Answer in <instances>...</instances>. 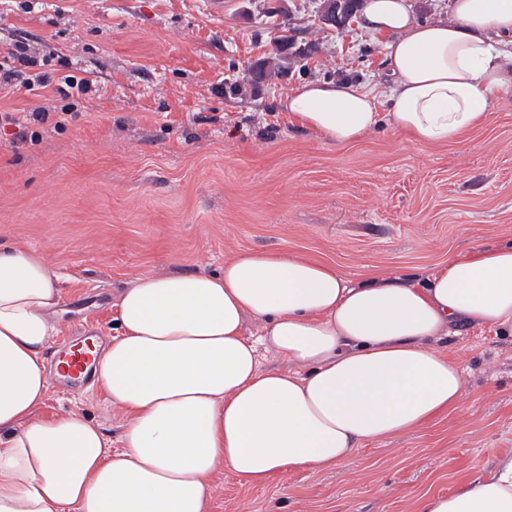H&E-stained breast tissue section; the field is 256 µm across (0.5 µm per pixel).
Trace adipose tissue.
I'll return each mask as SVG.
<instances>
[{
  "label": "adipose tissue",
  "mask_w": 512,
  "mask_h": 512,
  "mask_svg": "<svg viewBox=\"0 0 512 512\" xmlns=\"http://www.w3.org/2000/svg\"><path fill=\"white\" fill-rule=\"evenodd\" d=\"M450 12L422 23L409 0H365L384 91L309 82L290 118L338 145L383 122L423 145L482 127L491 99L512 95V0H450ZM62 281L40 251L0 246V512H209L219 468L261 485L456 411L463 373L433 340L460 323L512 328V246L449 255L420 285L378 271L357 284L276 251L238 253L219 273L141 275L92 368L128 417L115 452L82 414L40 413ZM249 317L258 339L243 334ZM264 347L290 370L262 369ZM420 512H512V456Z\"/></svg>",
  "instance_id": "ef3b65f1"
}]
</instances>
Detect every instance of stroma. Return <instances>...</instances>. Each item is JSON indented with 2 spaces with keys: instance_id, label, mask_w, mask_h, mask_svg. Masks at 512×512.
Segmentation results:
<instances>
[{
  "instance_id": "stroma-1",
  "label": "stroma",
  "mask_w": 512,
  "mask_h": 512,
  "mask_svg": "<svg viewBox=\"0 0 512 512\" xmlns=\"http://www.w3.org/2000/svg\"><path fill=\"white\" fill-rule=\"evenodd\" d=\"M320 0H0V52L25 42L45 71L92 79L78 116L38 142L0 132V244L45 252L63 276L56 343L107 342L122 288L143 273L220 271L242 251L425 279L449 254L512 245V96L485 126L427 146L380 125L339 146L292 123L300 84L382 90L384 40L355 18L320 25ZM314 45L257 95H229L275 40ZM464 372L459 411L361 446L350 461L277 475L231 471L210 512H418L512 454V331L457 326L437 340ZM74 410L112 449L126 414L88 385L51 381L42 414Z\"/></svg>"
}]
</instances>
